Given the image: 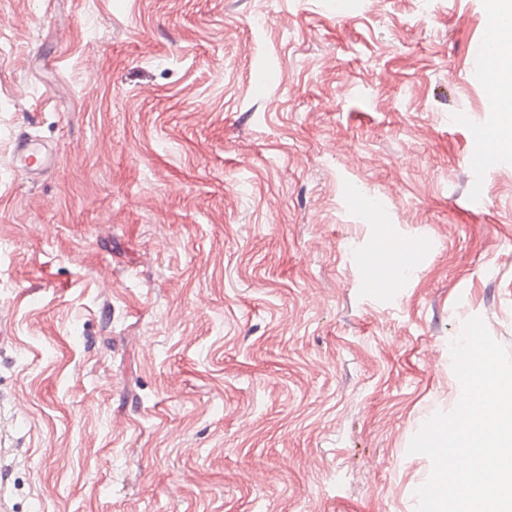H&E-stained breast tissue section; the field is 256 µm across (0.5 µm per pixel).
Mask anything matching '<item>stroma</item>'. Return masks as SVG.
Listing matches in <instances>:
<instances>
[{
	"instance_id": "obj_1",
	"label": "stroma",
	"mask_w": 512,
	"mask_h": 512,
	"mask_svg": "<svg viewBox=\"0 0 512 512\" xmlns=\"http://www.w3.org/2000/svg\"><path fill=\"white\" fill-rule=\"evenodd\" d=\"M489 6L0 0L11 512H417L451 340L512 350ZM22 131L60 149L36 182Z\"/></svg>"
}]
</instances>
